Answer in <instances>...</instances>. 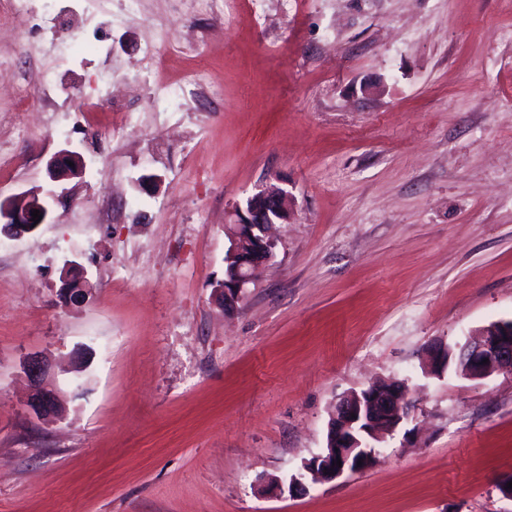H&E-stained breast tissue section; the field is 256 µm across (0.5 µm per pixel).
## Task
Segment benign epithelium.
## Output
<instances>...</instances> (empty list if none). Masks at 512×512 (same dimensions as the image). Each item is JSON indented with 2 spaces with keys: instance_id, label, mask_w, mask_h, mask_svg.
I'll use <instances>...</instances> for the list:
<instances>
[{
  "instance_id": "1",
  "label": "benign epithelium",
  "mask_w": 512,
  "mask_h": 512,
  "mask_svg": "<svg viewBox=\"0 0 512 512\" xmlns=\"http://www.w3.org/2000/svg\"><path fill=\"white\" fill-rule=\"evenodd\" d=\"M83 171L81 155L67 146L56 151L45 167L47 179L57 184L78 178ZM33 210L42 216L37 223L32 221ZM48 216V202L36 192L0 200V220L3 221L0 232L10 238L35 233L47 223ZM292 216V195L276 184L262 187L244 204L235 207L231 222L224 225L229 241L224 256V280L216 285L224 311L236 307L255 270L274 258L277 240L271 234L272 227L290 223ZM60 279V295L66 304L78 307L86 302L93 285L80 262H65ZM452 348L458 351L460 362L456 373L464 378L485 379L498 373H512V321L488 325L461 346L440 343L430 347L424 371L436 375L444 372L448 351ZM24 369L32 386L28 398L30 411L44 422L61 418L62 395L49 381L48 362L41 355L33 354L26 359ZM411 408L412 399L403 381L372 383L349 393L336 404L321 453L304 464L311 480L329 482L371 467L377 458L376 442L380 441V435L394 434L410 419Z\"/></svg>"
}]
</instances>
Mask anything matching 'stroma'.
I'll list each match as a JSON object with an SVG mask.
<instances>
[{"instance_id": "stroma-1", "label": "stroma", "mask_w": 512, "mask_h": 512, "mask_svg": "<svg viewBox=\"0 0 512 512\" xmlns=\"http://www.w3.org/2000/svg\"><path fill=\"white\" fill-rule=\"evenodd\" d=\"M27 4V55L0 24V199L50 190L61 144L86 168L52 223L0 239V512H512V374L422 371L512 320V0ZM279 180L294 216L225 315L224 226ZM35 353L53 424L25 404ZM389 377L417 392L416 438L289 494L336 400ZM60 295L66 304L81 306L86 302L93 288L86 268L78 261L69 260L64 263L61 271ZM451 347L443 343L430 347L424 367L425 373L438 375L445 372L443 365L448 368V351L451 350ZM24 369L32 386L27 402L30 411L44 422L61 418L62 395L57 386L48 379L50 374L48 362L41 355L32 354L26 359Z\"/></svg>"}]
</instances>
